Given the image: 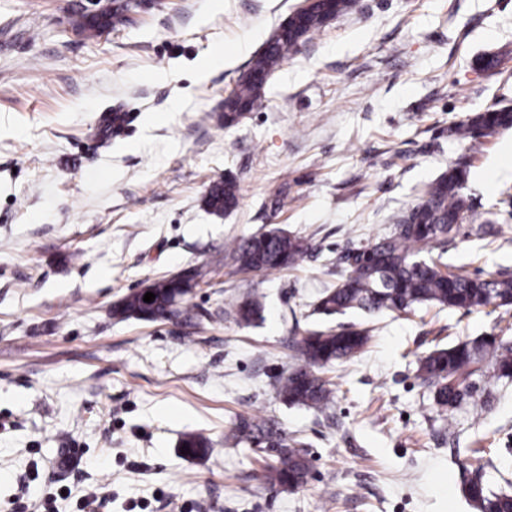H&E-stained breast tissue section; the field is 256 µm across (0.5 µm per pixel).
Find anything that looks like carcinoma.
<instances>
[{"label": "carcinoma", "mask_w": 512, "mask_h": 512, "mask_svg": "<svg viewBox=\"0 0 512 512\" xmlns=\"http://www.w3.org/2000/svg\"><path fill=\"white\" fill-rule=\"evenodd\" d=\"M354 0H314L298 20L280 24L266 40L262 51L243 71L235 87L224 99V127L238 125L258 105L264 88L276 67L296 45L333 18L348 12ZM125 9L79 13L74 28L101 33L126 21ZM512 128V108L495 107L467 117L454 128L462 139L477 142L500 130ZM468 171L454 162L448 170L427 185L416 203L394 224L393 231L365 245H354L339 257L342 279L325 289L314 304V311L325 316L351 312L408 313L423 306L458 309L467 313L487 306H512V274L496 271L471 276L448 269L441 247L456 233L472 209L465 192ZM208 211L222 215L238 205L236 183L226 178L211 185L204 197ZM237 271L268 273L298 268L311 255L310 242L282 228L254 234L229 243L224 249ZM211 270L195 268V278L181 274L154 281L130 292L113 313L121 319L155 321L180 314L179 305ZM154 301L143 300L146 293ZM264 296L249 294L232 302L224 315L249 324L260 317ZM370 329L356 324H340L310 329L296 344L300 364L275 378L273 389L290 405L304 406L323 413L332 408L335 392L320 370L354 357L369 342ZM419 377L430 389L434 407L441 414L459 407L476 390L477 382L487 378L512 380V343L497 335L482 336L448 348H437L424 356ZM236 443L260 446L269 454V479L283 489L303 485L311 473V462L303 443L288 439L262 420L239 421L232 429ZM181 448L190 456L210 452L209 441L198 434L186 435ZM463 496L478 512H512V496L488 489L482 477L475 475L462 487Z\"/></svg>", "instance_id": "carcinoma-1"}]
</instances>
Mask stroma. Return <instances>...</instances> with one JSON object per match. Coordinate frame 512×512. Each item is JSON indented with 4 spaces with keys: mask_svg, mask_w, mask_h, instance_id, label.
<instances>
[{
    "mask_svg": "<svg viewBox=\"0 0 512 512\" xmlns=\"http://www.w3.org/2000/svg\"><path fill=\"white\" fill-rule=\"evenodd\" d=\"M126 23L73 27L89 0H0V506L57 494L76 512H474L472 451L512 495V381L439 415L418 376L435 347L512 336V308L314 313L351 245L391 231L449 163L470 164L473 209L452 270L512 272V130L457 139L466 116L512 107V0H355L301 41L259 105L222 121L240 73L302 0H127ZM500 59L496 72L480 57ZM129 113L102 143L104 112ZM235 210L203 199L224 177ZM492 225L496 236L472 230ZM273 227L313 251L294 270L243 274L224 245ZM193 265L213 273L179 317L120 320L132 290ZM266 296L244 325L224 305ZM360 323L363 351L327 377L324 414L276 396L306 330ZM300 440L305 484L271 485L242 419ZM210 441L182 454L184 435Z\"/></svg>",
    "mask_w": 512,
    "mask_h": 512,
    "instance_id": "35a3bbf8",
    "label": "stroma"
}]
</instances>
